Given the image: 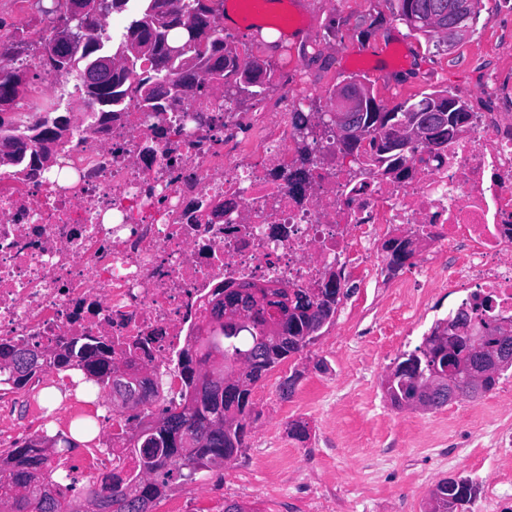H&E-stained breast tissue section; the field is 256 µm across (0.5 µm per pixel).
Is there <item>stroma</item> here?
Instances as JSON below:
<instances>
[{"instance_id":"35a3bbf8","label":"stroma","mask_w":512,"mask_h":512,"mask_svg":"<svg viewBox=\"0 0 512 512\" xmlns=\"http://www.w3.org/2000/svg\"><path fill=\"white\" fill-rule=\"evenodd\" d=\"M291 7L299 29L254 31L240 19L225 22L224 34L274 71H306L302 111H331L330 90L353 78L388 108L423 92L476 88L487 70L512 82V56L490 49L512 43V10L482 7L472 30L446 51L394 18L388 0H291ZM406 276L403 269L370 276L352 289L334 323L254 387L241 455L195 481L171 482L152 512H222L231 501L252 512H426L442 478L512 477L491 442L495 428L512 420V369L482 397L437 409H399L386 398L382 381L396 358L457 308L440 285L447 268L431 272L428 288L401 289ZM294 373L295 390L282 398L279 386ZM295 420L306 423V440L289 435Z\"/></svg>"}]
</instances>
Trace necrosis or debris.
Segmentation results:
<instances>
[{
    "label": "necrosis or debris",
    "mask_w": 512,
    "mask_h": 512,
    "mask_svg": "<svg viewBox=\"0 0 512 512\" xmlns=\"http://www.w3.org/2000/svg\"><path fill=\"white\" fill-rule=\"evenodd\" d=\"M49 38L0 23V43L27 44L0 66H41ZM60 93L27 87L13 104L19 124ZM480 93L492 109L447 143L412 144L403 178L378 162L354 168L326 131L302 197L288 181L301 105L289 90L273 113L238 111L218 93L174 94L159 112L129 96L110 125L77 113L55 148L60 171L0 169V346L107 344L114 364L152 385L138 415L113 416L95 454L67 457L72 476L98 489L132 473L128 440L138 420L178 402L179 356L218 288L278 279L314 294L332 271L345 286L374 271L379 245L409 235L430 244L412 273L455 250L448 284L463 308L512 320V87L488 71Z\"/></svg>",
    "instance_id": "obj_1"
}]
</instances>
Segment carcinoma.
<instances>
[{
	"label": "carcinoma",
	"mask_w": 512,
	"mask_h": 512,
	"mask_svg": "<svg viewBox=\"0 0 512 512\" xmlns=\"http://www.w3.org/2000/svg\"><path fill=\"white\" fill-rule=\"evenodd\" d=\"M83 0H64L62 7L41 11L40 23L52 32L56 41L59 29L67 25L72 41L60 53L61 60L47 70L59 75L81 74L80 88L93 102L106 107L101 119L116 117L119 102L131 92L140 94L152 111L161 108L166 96L160 84L171 80L188 90H212L238 102V83L244 76L256 82L250 87L252 98L265 91L262 79L270 78V65L245 58L224 39L223 17L209 0H97L94 14L73 17L71 6ZM394 17L413 32L429 40L440 37L434 28L415 22L414 17L433 15L441 27L468 25L460 0H388ZM128 13L129 23L120 38L113 39L105 29L112 14ZM181 45L179 54L169 47ZM104 59L118 66L110 72L100 69ZM28 70L16 67L0 74V147L11 149L8 164L28 165L37 171L51 161L49 143H56L70 130L71 117L55 109L45 113L37 123L21 128L3 117L16 97L28 84ZM455 107L444 119L437 109L448 103ZM470 112L465 102L448 96L446 90L424 92L412 101L406 99L389 111L355 112L356 132L345 135L326 114L293 113V128L298 133L299 165L291 174L293 191L305 194L312 163L310 143L317 140L320 128L336 130V136L349 154L373 133L381 135L379 152L400 154L412 141L427 138L433 144L448 140V135L467 124ZM41 149L28 152L30 143ZM294 312H285L282 331L277 336L266 333V314L262 309L251 312L246 321L236 324L214 323L215 312L207 311L205 325L181 356L186 393L181 403L158 417L162 426L151 432L152 422L141 425L130 441L129 453L136 467L122 487L101 491H73L61 494V485L77 487V479L64 470L50 467L57 449L45 447L47 441L63 444L71 450L84 446L98 447L99 434L95 417H78L67 433L30 437L7 452L0 453V504L9 512H85L93 502L107 512H150L153 503L165 493L172 480H192L204 468L222 467L246 447L248 427L254 413L252 390L269 372L290 357L300 354L333 322L342 293L327 285L318 295L293 290ZM468 316L459 309L455 314L435 322L420 346L396 359L384 392L395 407L421 396L436 371L448 365L442 338L452 333L458 321ZM43 352L22 347L12 358L0 364V381L16 387L26 380L22 365L26 356ZM53 364L61 371L81 372L79 389L85 396L109 388V373L116 365L103 357L98 348L67 344L54 354ZM477 485L469 477L449 476L441 479L431 492L428 512H470Z\"/></svg>",
	"instance_id": "1"
}]
</instances>
